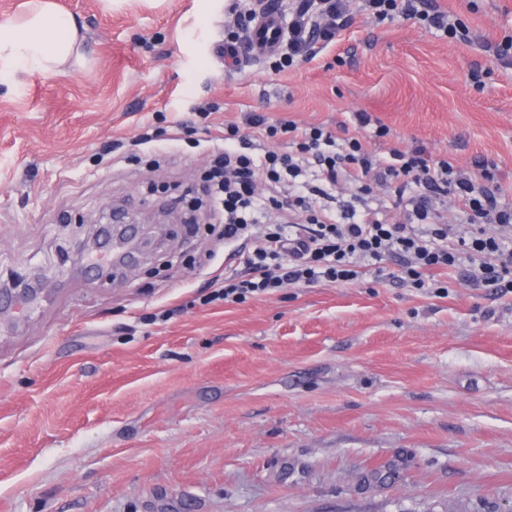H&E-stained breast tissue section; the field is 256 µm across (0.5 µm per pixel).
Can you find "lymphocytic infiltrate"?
<instances>
[{"label":"lymphocytic infiltrate","mask_w":512,"mask_h":512,"mask_svg":"<svg viewBox=\"0 0 512 512\" xmlns=\"http://www.w3.org/2000/svg\"><path fill=\"white\" fill-rule=\"evenodd\" d=\"M295 2L280 70L307 60L318 42H330L349 22L346 0ZM364 8L381 19L401 13L448 37L469 38L468 28L431 0H364ZM352 123L356 134L340 138L320 125L302 129L249 111L215 136L206 192L224 213L225 244L245 239L251 249L248 277H225L211 300L241 304L300 284L353 283L369 262L386 257L398 262L401 283L439 294L445 288L435 271L461 264L476 287L512 288V241L502 235L512 227V206L503 201L498 164L483 158L469 173L422 144L382 151L359 132L371 129L386 143L388 127L366 112L353 113ZM281 139L287 151L266 149ZM343 183L353 186L354 201L332 209L328 201ZM378 188L388 192V205H373ZM448 198L458 205L451 223L437 209Z\"/></svg>","instance_id":"f902f5d3"}]
</instances>
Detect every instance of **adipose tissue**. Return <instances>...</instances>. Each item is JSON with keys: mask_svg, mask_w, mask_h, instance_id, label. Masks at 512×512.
<instances>
[{"mask_svg": "<svg viewBox=\"0 0 512 512\" xmlns=\"http://www.w3.org/2000/svg\"><path fill=\"white\" fill-rule=\"evenodd\" d=\"M81 30L52 0H27L21 17L0 25V74H50L80 58Z\"/></svg>", "mask_w": 512, "mask_h": 512, "instance_id": "ef3b65f1", "label": "adipose tissue"}]
</instances>
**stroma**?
<instances>
[{"label":"stroma","instance_id":"stroma-1","mask_svg":"<svg viewBox=\"0 0 512 512\" xmlns=\"http://www.w3.org/2000/svg\"><path fill=\"white\" fill-rule=\"evenodd\" d=\"M80 63L0 81V512H512V293L395 261L242 304L206 302L230 268L201 190L213 128L259 110L342 134L356 112L392 143L512 186V0H436L467 41L426 22H351L284 71L240 47L231 0H56ZM479 69L480 81L470 77ZM159 123L154 150L137 146ZM147 246L113 278L85 267L103 210ZM404 454L386 488L368 468Z\"/></svg>","mask_w":512,"mask_h":512}]
</instances>
